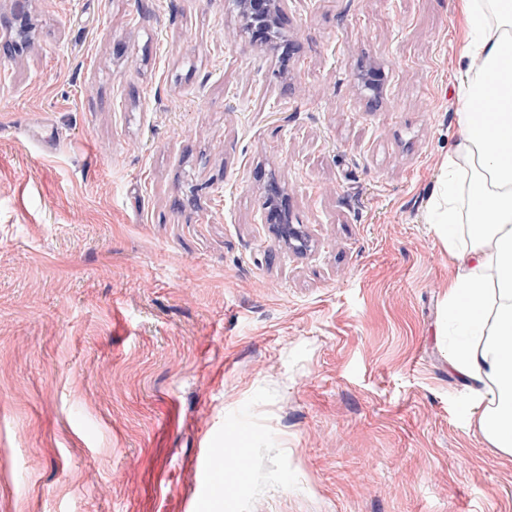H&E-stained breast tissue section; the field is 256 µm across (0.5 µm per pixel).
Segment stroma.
I'll use <instances>...</instances> for the list:
<instances>
[{"label": "stroma", "instance_id": "35a3bbf8", "mask_svg": "<svg viewBox=\"0 0 512 512\" xmlns=\"http://www.w3.org/2000/svg\"><path fill=\"white\" fill-rule=\"evenodd\" d=\"M14 4L0 512H512L437 336L456 0H288L263 44L232 0ZM266 191L264 208L269 209V213H267L268 223H277L273 226L276 228L277 234L280 238L284 237L288 240V247H292L293 249L297 250V252L306 251V248H303L304 240L302 238L301 232L295 228L293 224H288L286 222V198L283 195V191L281 189L279 190V188L275 185H270ZM296 236L303 243L300 247H297L296 244L292 243V241H296Z\"/></svg>", "mask_w": 512, "mask_h": 512}]
</instances>
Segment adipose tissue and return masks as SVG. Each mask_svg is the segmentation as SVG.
Returning a JSON list of instances; mask_svg holds the SVG:
<instances>
[{"mask_svg":"<svg viewBox=\"0 0 512 512\" xmlns=\"http://www.w3.org/2000/svg\"><path fill=\"white\" fill-rule=\"evenodd\" d=\"M460 9L468 110L432 208L454 267L439 333L470 394L469 427L512 456V0H460Z\"/></svg>","mask_w":512,"mask_h":512,"instance_id":"ef3b65f1","label":"adipose tissue"}]
</instances>
